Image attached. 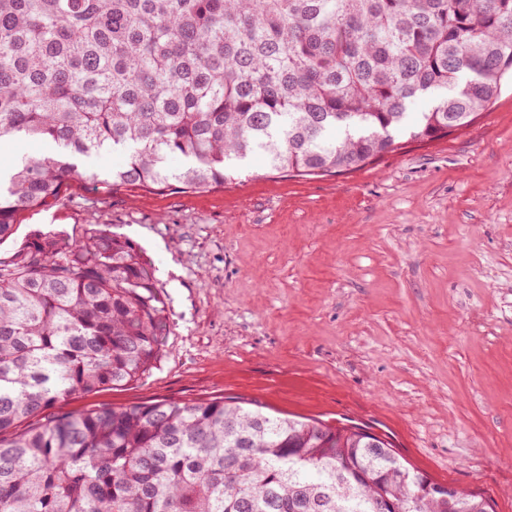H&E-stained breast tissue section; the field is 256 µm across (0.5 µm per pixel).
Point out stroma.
Returning a JSON list of instances; mask_svg holds the SVG:
<instances>
[{
  "label": "stroma",
  "mask_w": 512,
  "mask_h": 512,
  "mask_svg": "<svg viewBox=\"0 0 512 512\" xmlns=\"http://www.w3.org/2000/svg\"><path fill=\"white\" fill-rule=\"evenodd\" d=\"M93 224L150 260L167 333L148 374L62 410L237 396L363 423L433 482L512 512L511 82L464 132L343 176L255 158L203 193L72 180L0 257L33 229Z\"/></svg>",
  "instance_id": "obj_1"
}]
</instances>
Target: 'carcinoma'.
<instances>
[{"label": "carcinoma", "instance_id": "carcinoma-1", "mask_svg": "<svg viewBox=\"0 0 512 512\" xmlns=\"http://www.w3.org/2000/svg\"><path fill=\"white\" fill-rule=\"evenodd\" d=\"M509 79L512 0H0V142L51 145L0 175V243L75 178L198 193L254 154L346 174L466 129ZM167 322L150 263L98 226L0 258V512H489L365 428L240 398L55 410L148 373Z\"/></svg>", "mask_w": 512, "mask_h": 512}]
</instances>
